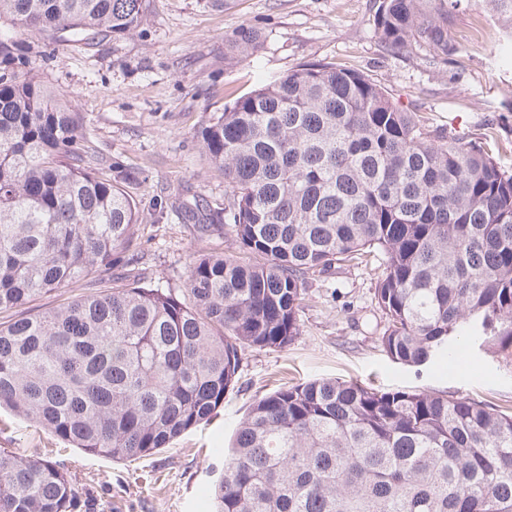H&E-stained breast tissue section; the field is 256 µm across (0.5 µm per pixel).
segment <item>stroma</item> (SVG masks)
<instances>
[{
  "instance_id": "stroma-1",
  "label": "stroma",
  "mask_w": 512,
  "mask_h": 512,
  "mask_svg": "<svg viewBox=\"0 0 512 512\" xmlns=\"http://www.w3.org/2000/svg\"><path fill=\"white\" fill-rule=\"evenodd\" d=\"M375 9V0H149L132 34L89 40L29 33L0 19V31L12 36L0 73L36 78L82 114L98 174L130 179L141 224L131 246L136 272L148 285L181 288L192 255L246 254L227 224L203 233L170 208L179 198L224 205V175L202 152L197 131L225 104L299 65L357 69L401 109L463 141H482L512 171V63L495 57L497 24L481 0H462L451 29L457 51L437 64L421 50L398 53L381 43ZM243 28L258 31L263 44L226 64L224 44ZM377 277L370 267H345L312 281L300 336L282 350H246L216 415L154 455L121 463L89 455L7 409L0 410V448L63 462L82 491L81 512H210L209 466L222 462L254 400L284 383L332 379L448 394L511 413L512 360L471 347L450 363L390 358L379 342Z\"/></svg>"
}]
</instances>
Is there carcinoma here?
<instances>
[{
    "label": "carcinoma",
    "mask_w": 512,
    "mask_h": 512,
    "mask_svg": "<svg viewBox=\"0 0 512 512\" xmlns=\"http://www.w3.org/2000/svg\"><path fill=\"white\" fill-rule=\"evenodd\" d=\"M461 0H378L396 51L456 52ZM512 49V0H485ZM147 0H0L30 32L130 34ZM240 30L224 60L252 53ZM82 117L0 74V314L133 260L138 209L98 177ZM224 173V223L248 260L200 254L186 286L112 282L0 322V408L90 455L159 452L207 422L241 353L301 335L309 281L381 262L380 342L406 365L461 343L512 357V172L430 130L354 70L307 63L198 132ZM212 512H512V413L467 398L317 380L258 398L211 487ZM67 468L0 448V512H76Z\"/></svg>",
    "instance_id": "cac0c4a2"
}]
</instances>
